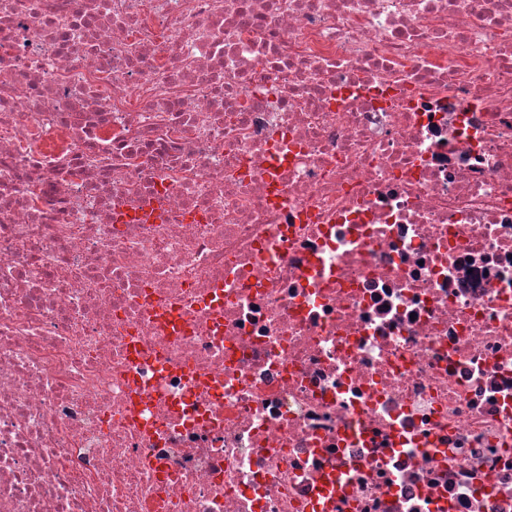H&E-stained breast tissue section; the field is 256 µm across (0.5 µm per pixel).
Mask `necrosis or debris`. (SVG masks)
<instances>
[{
  "mask_svg": "<svg viewBox=\"0 0 512 512\" xmlns=\"http://www.w3.org/2000/svg\"><path fill=\"white\" fill-rule=\"evenodd\" d=\"M0 512H512V0H0Z\"/></svg>",
  "mask_w": 512,
  "mask_h": 512,
  "instance_id": "1",
  "label": "necrosis or debris"
}]
</instances>
